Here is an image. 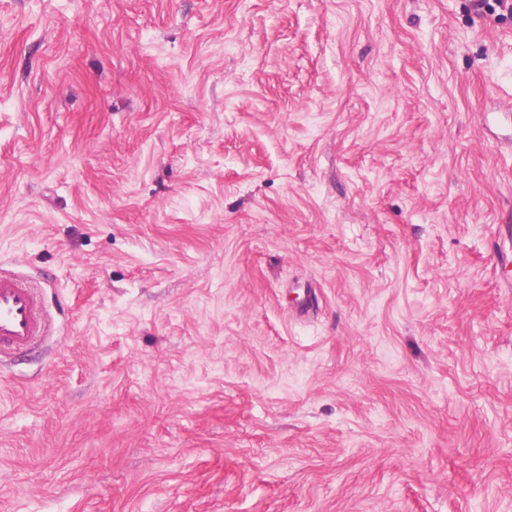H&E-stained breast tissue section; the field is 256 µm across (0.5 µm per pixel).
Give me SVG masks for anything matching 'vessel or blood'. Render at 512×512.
<instances>
[{
    "label": "vessel or blood",
    "instance_id": "obj_1",
    "mask_svg": "<svg viewBox=\"0 0 512 512\" xmlns=\"http://www.w3.org/2000/svg\"><path fill=\"white\" fill-rule=\"evenodd\" d=\"M46 332L38 288L17 275L0 273V351L35 345Z\"/></svg>",
    "mask_w": 512,
    "mask_h": 512
}]
</instances>
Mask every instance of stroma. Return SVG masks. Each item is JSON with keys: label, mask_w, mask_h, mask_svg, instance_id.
Segmentation results:
<instances>
[{"label": "stroma", "mask_w": 512, "mask_h": 512, "mask_svg": "<svg viewBox=\"0 0 512 512\" xmlns=\"http://www.w3.org/2000/svg\"><path fill=\"white\" fill-rule=\"evenodd\" d=\"M512 16L0 0V512H512ZM46 332L38 288L17 275L0 273V351L35 345Z\"/></svg>", "instance_id": "obj_1"}]
</instances>
